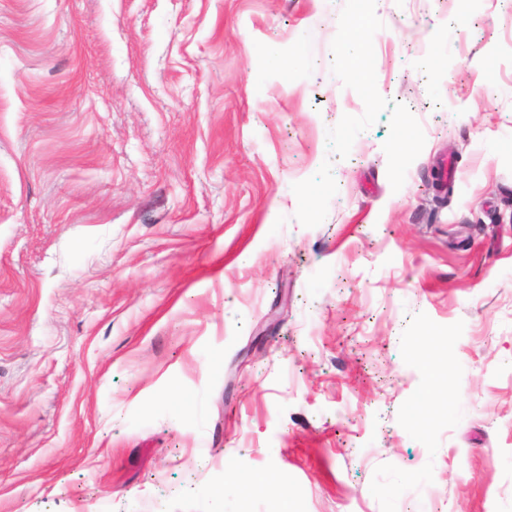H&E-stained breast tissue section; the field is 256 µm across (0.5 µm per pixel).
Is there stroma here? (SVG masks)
<instances>
[{
  "label": "stroma",
  "instance_id": "stroma-1",
  "mask_svg": "<svg viewBox=\"0 0 512 512\" xmlns=\"http://www.w3.org/2000/svg\"><path fill=\"white\" fill-rule=\"evenodd\" d=\"M229 506L512 512V0H0V512Z\"/></svg>",
  "mask_w": 512,
  "mask_h": 512
}]
</instances>
